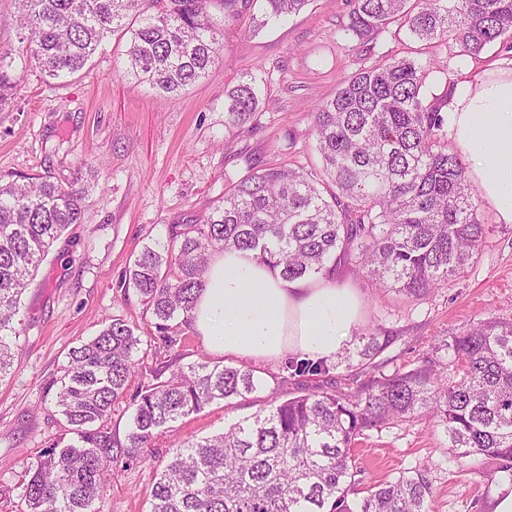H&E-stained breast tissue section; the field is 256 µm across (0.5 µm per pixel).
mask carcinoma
I'll list each match as a JSON object with an SVG mask.
<instances>
[{"mask_svg": "<svg viewBox=\"0 0 512 512\" xmlns=\"http://www.w3.org/2000/svg\"><path fill=\"white\" fill-rule=\"evenodd\" d=\"M21 56L0 50V108L12 100L20 67L48 79L85 68L104 38L127 36L123 74L167 94L204 77L221 57L224 29L254 0H20ZM281 21L309 0H263ZM403 22L420 42L452 39L466 54L512 36V0H353L345 28L362 39ZM431 68L394 59L342 80L314 111L312 134L326 179L285 168L254 167L234 182L200 224L174 228L143 247L128 268L132 287L154 319L164 347L181 339L213 252L237 250L313 278L338 260L376 287L418 298L462 277L485 236L462 156L441 144L451 89L426 94ZM255 82L224 103L225 123L256 112ZM88 190L47 170L0 174V380L12 365L17 316L33 272L70 225L82 220ZM393 337L380 325L353 338L338 362L298 356L281 361L274 386L248 367L201 361L149 369L132 403L124 438L111 427L116 403L144 375L142 348L129 321L112 317L69 350L55 406L64 431L23 482L22 512H100L112 462L141 457L158 436L207 406L268 390L267 406L173 452L151 491L150 512H432L425 469L361 486L354 447L390 425L425 419L454 457L493 461L490 483L512 482V321L487 319L441 340L459 379L444 383L440 361L382 371L375 359ZM370 375L354 392L328 387L283 400L295 377L327 378L339 366Z\"/></svg>", "mask_w": 512, "mask_h": 512, "instance_id": "carcinoma-1", "label": "carcinoma"}]
</instances>
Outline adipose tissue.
<instances>
[{"label":"adipose tissue","instance_id":"obj_1","mask_svg":"<svg viewBox=\"0 0 512 512\" xmlns=\"http://www.w3.org/2000/svg\"><path fill=\"white\" fill-rule=\"evenodd\" d=\"M448 122L468 178L512 225V69H492L456 85ZM363 301L335 274L288 280L236 250L212 254L192 327L206 347L244 362L273 363L294 354L335 359L358 327Z\"/></svg>","mask_w":512,"mask_h":512}]
</instances>
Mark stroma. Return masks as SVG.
<instances>
[{"mask_svg":"<svg viewBox=\"0 0 512 512\" xmlns=\"http://www.w3.org/2000/svg\"><path fill=\"white\" fill-rule=\"evenodd\" d=\"M352 7L351 0H311L288 22L268 25L251 9L225 29L219 63L176 96L123 77L125 42L116 35L66 79L44 81L32 67L22 72L13 105L0 110V174L78 172L88 198L81 223L55 244L22 296L24 331L12 373L0 381V512H20L24 471L64 431L54 400L69 349L96 336L112 316L156 337L136 290L121 285L143 246L167 239L173 226L199 223L253 166L320 171L313 111L360 69L411 57L457 84L512 65V38L466 55L452 41H413L394 23L361 40L344 29ZM251 78L260 99L254 117L227 125V92ZM472 200L487 227L481 250L464 277L429 295L407 301L337 266V277L364 301L358 333L378 323L393 336L377 358L384 372L419 364L438 340L480 321L512 320V225L497 223L480 195ZM265 398L257 392L210 405L159 436L146 458L114 461L103 512H149L154 477L183 440L220 432L262 409ZM446 446L445 435L422 421L372 433L357 449L362 478L425 469L433 512H487L492 490L484 475L492 463L451 458Z\"/></svg>","mask_w":512,"mask_h":512,"instance_id":"stroma-1","label":"stroma"}]
</instances>
